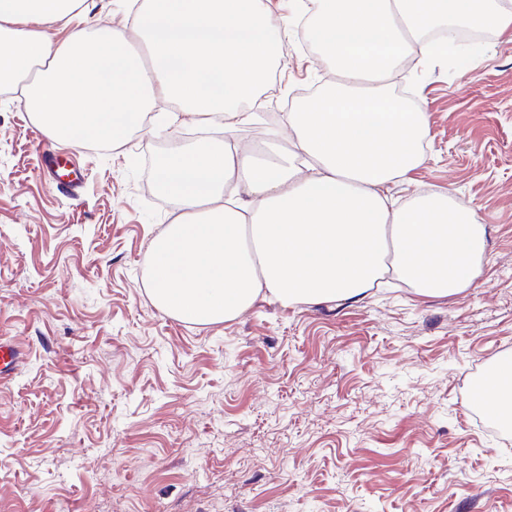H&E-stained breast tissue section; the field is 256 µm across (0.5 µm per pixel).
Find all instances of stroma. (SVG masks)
<instances>
[{
    "mask_svg": "<svg viewBox=\"0 0 512 512\" xmlns=\"http://www.w3.org/2000/svg\"><path fill=\"white\" fill-rule=\"evenodd\" d=\"M480 46L402 74L427 144L388 192L476 211L472 284L428 296L388 275L357 301L262 296L216 324L151 296V243L179 215L151 159L183 126L76 145L0 89V342L22 354L0 377V512H512V423L472 384L512 359V28ZM286 50L241 142L334 78ZM54 151L76 191L45 173Z\"/></svg>",
    "mask_w": 512,
    "mask_h": 512,
    "instance_id": "obj_1",
    "label": "stroma"
}]
</instances>
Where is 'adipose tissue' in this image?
Returning a JSON list of instances; mask_svg holds the SVG:
<instances>
[{
    "label": "adipose tissue",
    "instance_id": "obj_1",
    "mask_svg": "<svg viewBox=\"0 0 512 512\" xmlns=\"http://www.w3.org/2000/svg\"><path fill=\"white\" fill-rule=\"evenodd\" d=\"M84 0H0V74L45 69L22 96L51 137L124 143L145 114L158 126L225 131L248 112L282 55L288 26L270 0H129L124 24L47 26L82 17ZM303 28L332 85L268 128L269 156L241 141L199 143L162 159L158 186L179 202L151 244L152 294L173 317L213 324L260 295L284 305L363 297L387 271L424 295L446 296L479 275L486 232L472 208L425 193L398 207L387 186L424 161L427 115L389 92L397 66L437 61V23L512 24L495 0H314ZM172 112H155L158 102Z\"/></svg>",
    "mask_w": 512,
    "mask_h": 512
}]
</instances>
